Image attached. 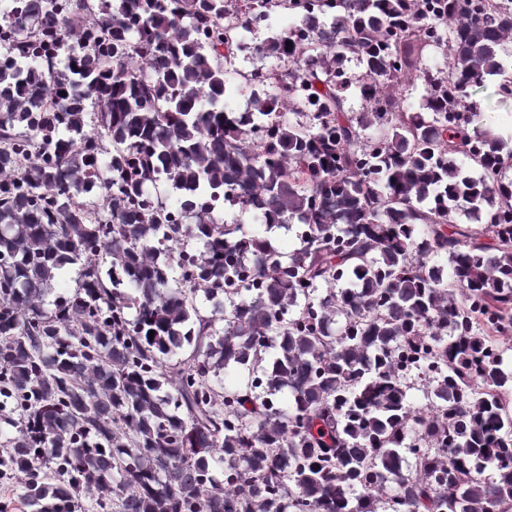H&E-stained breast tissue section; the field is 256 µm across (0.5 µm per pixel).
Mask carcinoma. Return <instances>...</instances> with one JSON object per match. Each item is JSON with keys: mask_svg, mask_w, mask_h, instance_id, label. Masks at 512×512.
<instances>
[{"mask_svg": "<svg viewBox=\"0 0 512 512\" xmlns=\"http://www.w3.org/2000/svg\"><path fill=\"white\" fill-rule=\"evenodd\" d=\"M279 3L301 24L229 111L231 32ZM511 41L512 0H0V476L26 512H512V142L470 101L512 97ZM224 212L228 220H234L240 224H245L250 231H254L262 235H270L273 239V244L284 255L292 252L298 246L294 231H286L285 229H280L275 233L266 234L265 226L257 223L251 213L240 211L238 206H230L227 203L224 206Z\"/></svg>", "mask_w": 512, "mask_h": 512, "instance_id": "obj_1", "label": "carcinoma"}]
</instances>
